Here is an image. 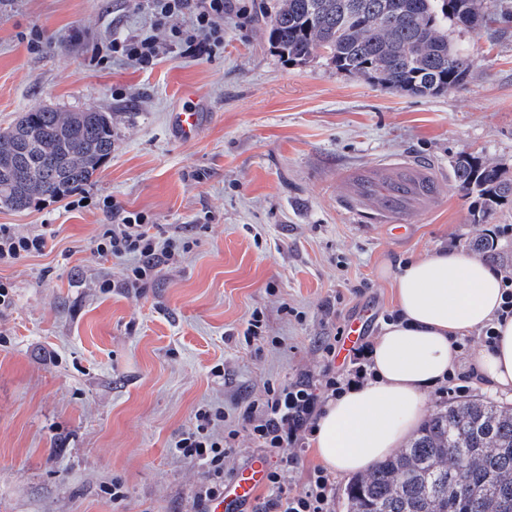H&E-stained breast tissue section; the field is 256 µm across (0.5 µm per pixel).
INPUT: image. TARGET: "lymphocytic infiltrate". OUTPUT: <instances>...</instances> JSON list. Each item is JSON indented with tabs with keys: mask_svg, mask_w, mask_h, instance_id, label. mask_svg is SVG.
I'll return each mask as SVG.
<instances>
[{
	"mask_svg": "<svg viewBox=\"0 0 512 512\" xmlns=\"http://www.w3.org/2000/svg\"><path fill=\"white\" fill-rule=\"evenodd\" d=\"M154 27L169 32L168 45L149 37L113 35L102 45L107 58H122L149 68L165 49L178 48L193 55L212 54L224 43V12L229 0H147ZM189 17L190 30H183L176 18ZM102 211L111 223L96 241L95 250L104 258L124 261L126 287L145 285L156 269L172 264L189 251L188 236L163 234L160 225L142 212H129L111 199H103ZM53 231L22 235L11 225H0V266L42 253ZM326 362L318 376L304 374L282 388H269L265 398L248 408V431L259 456L270 459L267 495L255 512H334L336 482L331 473L317 466L300 475L299 449L312 436L328 398L350 385L365 384L369 372L368 344L354 349L344 369H336V345H321ZM196 425L184 433L176 446L183 457L202 462L207 475L191 498L188 512H199L202 504L223 496L224 486L235 474L236 431L220 432L224 420L221 409L210 406L197 410Z\"/></svg>",
	"mask_w": 512,
	"mask_h": 512,
	"instance_id": "1",
	"label": "lymphocytic infiltrate"
}]
</instances>
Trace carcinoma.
<instances>
[{
    "instance_id": "cac0c4a2",
    "label": "carcinoma",
    "mask_w": 512,
    "mask_h": 512,
    "mask_svg": "<svg viewBox=\"0 0 512 512\" xmlns=\"http://www.w3.org/2000/svg\"><path fill=\"white\" fill-rule=\"evenodd\" d=\"M495 0H274L269 39L288 60L324 52L336 70L382 88L436 96L463 84L473 62L448 41L472 30ZM112 154V114L44 106L0 130V205L22 211L88 182ZM455 188L483 224L512 196L504 168L472 155L454 164ZM346 512H512V410L488 400L434 412L408 445L354 477Z\"/></svg>"
}]
</instances>
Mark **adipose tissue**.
<instances>
[{"label":"adipose tissue","mask_w":512,"mask_h":512,"mask_svg":"<svg viewBox=\"0 0 512 512\" xmlns=\"http://www.w3.org/2000/svg\"><path fill=\"white\" fill-rule=\"evenodd\" d=\"M394 320L369 354L372 379L329 399L312 442L321 465L363 473L403 448L426 411L427 393L461 361L458 337L492 327L495 339L471 357L481 384L512 395V317L500 319L504 283L468 252L435 251L399 266Z\"/></svg>","instance_id":"1"}]
</instances>
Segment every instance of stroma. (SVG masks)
Listing matches in <instances>:
<instances>
[{
    "label": "stroma",
    "mask_w": 512,
    "mask_h": 512,
    "mask_svg": "<svg viewBox=\"0 0 512 512\" xmlns=\"http://www.w3.org/2000/svg\"><path fill=\"white\" fill-rule=\"evenodd\" d=\"M232 3L252 19L226 13L223 48L176 49L142 69L97 48L116 31L166 43L145 0H0V128L44 105L111 113L112 154L85 191L166 230L188 227L193 240L178 263L126 288L123 262L93 250L101 210L0 206V224L19 233L54 229L42 254L0 268L13 286L0 307V512H185L204 469L175 444L197 409L223 408L245 462L246 407L318 374L321 342L366 307L373 342L393 312L398 263L468 249L489 229L512 257V201L474 224L452 172L463 152L512 169V22L449 26L474 68L463 85L420 97L322 58L289 62L268 37L270 0ZM187 88L210 119L183 142L168 115ZM407 156L444 177L436 203L401 198L406 232L341 206L340 173ZM256 311L265 339L250 346Z\"/></svg>",
    "instance_id": "obj_1"
}]
</instances>
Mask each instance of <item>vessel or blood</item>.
Returning <instances> with one entry per match:
<instances>
[{
	"instance_id": "vessel-or-blood-1",
	"label": "vessel or blood",
	"mask_w": 512,
	"mask_h": 512,
	"mask_svg": "<svg viewBox=\"0 0 512 512\" xmlns=\"http://www.w3.org/2000/svg\"><path fill=\"white\" fill-rule=\"evenodd\" d=\"M184 95L187 102L172 112L170 126L178 140L188 141L203 128L206 114L202 111L199 97L194 91L185 90ZM386 172L395 176L393 190L379 193L359 191L351 195L353 202L370 208L375 223H390L399 210V197L403 190H418L425 201H435L437 186L441 181V171L430 163L409 157L387 167L370 166L356 172L355 177L361 181H372ZM372 316L371 310H363L346 326L343 350H351L361 341ZM266 475L267 465L263 459L250 460L225 484L223 497L211 502L209 512H246L247 505L255 500L258 491L264 486Z\"/></svg>"
}]
</instances>
